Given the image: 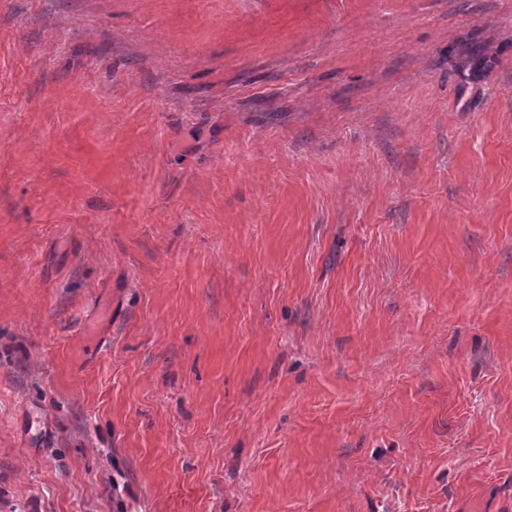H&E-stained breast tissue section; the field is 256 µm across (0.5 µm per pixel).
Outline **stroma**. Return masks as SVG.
<instances>
[{
    "label": "stroma",
    "mask_w": 512,
    "mask_h": 512,
    "mask_svg": "<svg viewBox=\"0 0 512 512\" xmlns=\"http://www.w3.org/2000/svg\"><path fill=\"white\" fill-rule=\"evenodd\" d=\"M0 512H512V0H0Z\"/></svg>",
    "instance_id": "stroma-1"
}]
</instances>
